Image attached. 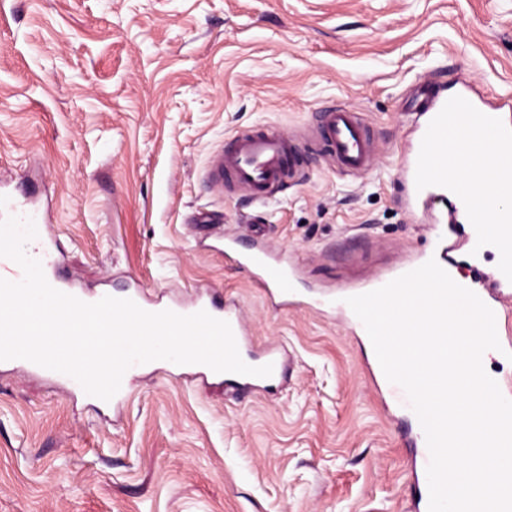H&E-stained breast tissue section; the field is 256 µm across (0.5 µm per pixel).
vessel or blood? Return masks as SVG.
I'll list each match as a JSON object with an SVG mask.
<instances>
[{
    "label": "vessel or blood",
    "instance_id": "obj_1",
    "mask_svg": "<svg viewBox=\"0 0 512 512\" xmlns=\"http://www.w3.org/2000/svg\"><path fill=\"white\" fill-rule=\"evenodd\" d=\"M457 94L481 113L500 119L505 126L512 128L511 105L485 100L465 85L458 89ZM446 102V95L422 89L415 99V114L410 119L415 141H422L431 120L439 114ZM321 139L328 147L338 171L350 175H366L371 172L377 151L375 138L359 114L351 108L339 105L322 112ZM418 156L419 151L414 148L401 159L402 171L411 183L407 209L412 213L422 212L434 242V251L431 256L416 257L409 262L408 267L416 269L432 258L444 270L459 269V262L448 254V228L467 223L465 205L456 194L444 187L429 186L421 190L414 187ZM302 169L301 147L294 138L270 129H257L234 135L231 148L221 157L218 179L224 187L247 189L256 202L263 204L286 182L299 178ZM214 238L225 256L233 258L246 269L253 284L261 288L269 300L283 306L291 305L295 294L296 267L282 251L259 240L254 241L248 250L242 251L230 235L218 232ZM26 252L40 261L44 276L52 287L83 302H97V295L73 287L60 276L59 267L64 254L56 234L46 228H38L36 238L27 243ZM468 271V276L462 281L463 287L476 293L493 311L499 343L504 351L512 352V282L499 271L489 276L483 275L475 263L469 264ZM124 296L151 313L169 310L179 315H192L204 311L228 322L241 359L254 367L266 364L273 367L268 377L235 376L234 381L238 386L248 390H266L276 386L283 378L285 366L280 346L271 342L263 353H251L249 331L235 305L216 304L206 292L189 303H165L151 299L138 286L125 290ZM366 373L381 393L385 407L410 411L411 406L404 389L386 378L378 360H371ZM405 438L414 457L411 468L418 512H428L426 468L430 453L419 422H412Z\"/></svg>",
    "mask_w": 512,
    "mask_h": 512
}]
</instances>
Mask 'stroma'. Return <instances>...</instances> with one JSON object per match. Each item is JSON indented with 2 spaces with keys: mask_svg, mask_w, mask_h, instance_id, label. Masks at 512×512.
Here are the masks:
<instances>
[{
  "mask_svg": "<svg viewBox=\"0 0 512 512\" xmlns=\"http://www.w3.org/2000/svg\"><path fill=\"white\" fill-rule=\"evenodd\" d=\"M460 80L512 96V0H0V193L49 215L64 276L209 285L295 361L270 394L158 366L117 419L0 365V512H412L405 416L322 304L428 249L403 205V113ZM340 102L374 132L371 175L310 141L266 203L206 178L235 131L292 134ZM209 222L290 254L308 306H273Z\"/></svg>",
  "mask_w": 512,
  "mask_h": 512,
  "instance_id": "35a3bbf8",
  "label": "stroma"
}]
</instances>
